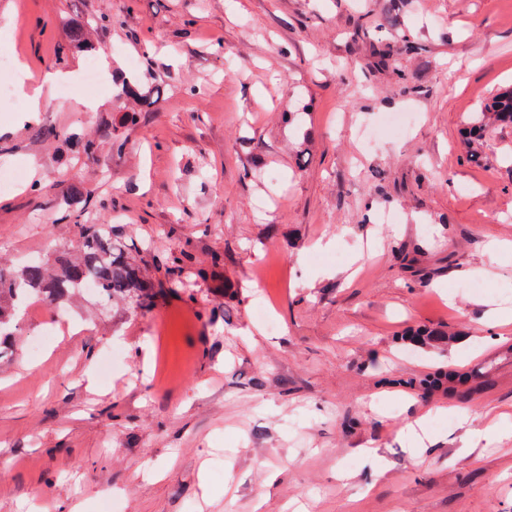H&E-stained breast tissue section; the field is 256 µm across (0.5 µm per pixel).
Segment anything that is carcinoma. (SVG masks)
Listing matches in <instances>:
<instances>
[{
  "label": "carcinoma",
  "instance_id": "1",
  "mask_svg": "<svg viewBox=\"0 0 512 512\" xmlns=\"http://www.w3.org/2000/svg\"><path fill=\"white\" fill-rule=\"evenodd\" d=\"M69 46L84 52L95 50L86 41L84 25L75 23L69 30ZM118 95L132 97L145 105L149 95L140 91L133 80H117ZM512 124V85L501 89L480 111L472 114L462 130L466 153L472 157L481 155V146L488 130L496 125ZM71 197L86 205L94 203L95 191L74 180L69 188ZM79 253L75 259L61 262L57 273H50L40 259L30 260L21 273L16 274L8 267H0V338L14 341L17 335L15 323L16 308L33 300L59 303L64 301L76 288L91 285L96 296L109 303L116 299L128 302L134 308L147 311L154 305L157 290L176 292L184 286V274L191 268L190 256L185 252L171 253L160 260L165 279L154 289L143 280L139 269L129 260L127 253L112 230L102 224L77 225ZM465 377L449 374L443 378L426 377L419 381L396 379L392 384L403 388H419L432 391L448 383L461 384Z\"/></svg>",
  "mask_w": 512,
  "mask_h": 512
}]
</instances>
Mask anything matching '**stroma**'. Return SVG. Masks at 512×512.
Segmentation results:
<instances>
[{"label":"stroma","instance_id":"35a3bbf8","mask_svg":"<svg viewBox=\"0 0 512 512\" xmlns=\"http://www.w3.org/2000/svg\"><path fill=\"white\" fill-rule=\"evenodd\" d=\"M81 21L115 75L163 92L133 125L107 79L92 110L47 86L38 123L0 112V171L24 173L0 188V263L56 262L93 221L148 281L182 250L207 275L147 311L87 292L50 322L20 310L0 512H512V249L489 247L512 242V126L480 162L461 147L512 82V0H0V51L40 76ZM420 326L440 339L400 343ZM439 371L470 373L467 397L387 384ZM442 406L472 418L401 437Z\"/></svg>","mask_w":512,"mask_h":512}]
</instances>
